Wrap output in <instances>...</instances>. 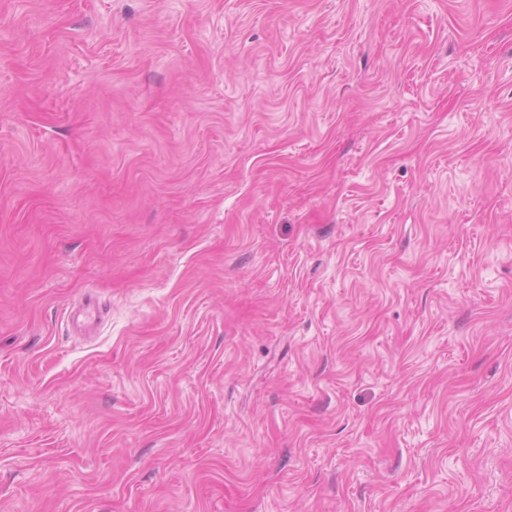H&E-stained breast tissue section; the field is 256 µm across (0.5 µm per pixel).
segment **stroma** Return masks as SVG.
Instances as JSON below:
<instances>
[{
  "mask_svg": "<svg viewBox=\"0 0 512 512\" xmlns=\"http://www.w3.org/2000/svg\"><path fill=\"white\" fill-rule=\"evenodd\" d=\"M0 512H512V0H0Z\"/></svg>",
  "mask_w": 512,
  "mask_h": 512,
  "instance_id": "stroma-1",
  "label": "stroma"
}]
</instances>
